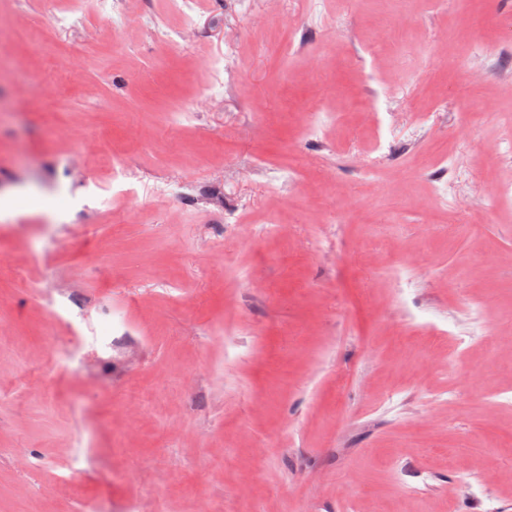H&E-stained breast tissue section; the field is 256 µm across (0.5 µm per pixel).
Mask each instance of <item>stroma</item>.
<instances>
[{
	"instance_id": "obj_1",
	"label": "stroma",
	"mask_w": 512,
	"mask_h": 512,
	"mask_svg": "<svg viewBox=\"0 0 512 512\" xmlns=\"http://www.w3.org/2000/svg\"><path fill=\"white\" fill-rule=\"evenodd\" d=\"M63 2L0 0V512H512V407L493 400L512 388V203L494 202L512 0H198L175 44L155 36L181 22L171 0H130L120 30L96 0L54 27ZM297 112L326 113L324 141ZM439 143L466 173L443 213L420 204L432 174L406 179ZM259 156L303 172L291 194ZM165 174L211 212L153 195ZM228 203L251 232L219 223ZM72 281L81 314L50 317L42 286ZM399 282L421 320L487 342L416 373ZM466 367L470 393L423 403Z\"/></svg>"
}]
</instances>
